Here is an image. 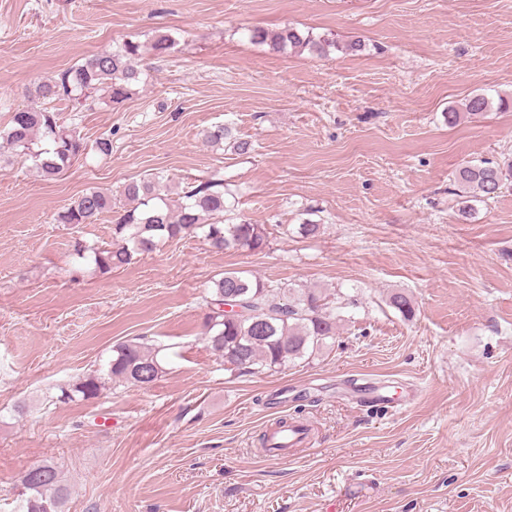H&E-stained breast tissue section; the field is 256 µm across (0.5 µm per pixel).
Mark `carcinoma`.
<instances>
[{"label": "carcinoma", "mask_w": 512, "mask_h": 512, "mask_svg": "<svg viewBox=\"0 0 512 512\" xmlns=\"http://www.w3.org/2000/svg\"><path fill=\"white\" fill-rule=\"evenodd\" d=\"M248 37L277 49H306L317 56L338 48L332 37L304 34L290 26L277 30L255 27L248 30ZM173 45L170 34L157 31L149 50L160 59ZM142 59V45L128 39L37 82L30 91L33 105L11 114L8 124L0 128V142L45 181L55 179L79 159L87 164L107 159L112 156V135L88 140L75 122L66 119L60 105L74 103L87 111L104 98L116 104L130 99L144 75ZM491 104L486 95L475 94L466 100L464 112H450L448 120L480 115L490 110ZM205 139L211 144L229 139L240 155L252 150L249 141L233 137L231 127L224 124L207 129ZM511 178V160L466 165L456 175L458 197L492 198ZM123 195L128 204L112 224L118 245L91 249V261L103 275L129 264L136 254L188 236L203 239L217 251L256 252L268 245L263 225L231 215L224 179L216 175L187 182L177 192L164 176L154 175L127 183ZM112 210V193L92 187L59 211L56 221L94 224ZM201 301L206 308L207 343L237 375L275 371L320 352L327 340L335 339L337 324L346 309V303L333 302L319 290L285 283L271 285L238 270H226L214 279ZM229 303L240 310H225ZM389 303L406 318L413 314L411 299L404 293L392 294ZM113 352L107 374L115 382L141 387V374H150L153 383L163 373L159 351L143 343H120ZM101 389V377L93 374L61 388L60 398L71 400L78 395L87 400ZM19 486L25 512H64L67 487L54 463L32 465L20 476Z\"/></svg>", "instance_id": "obj_1"}]
</instances>
